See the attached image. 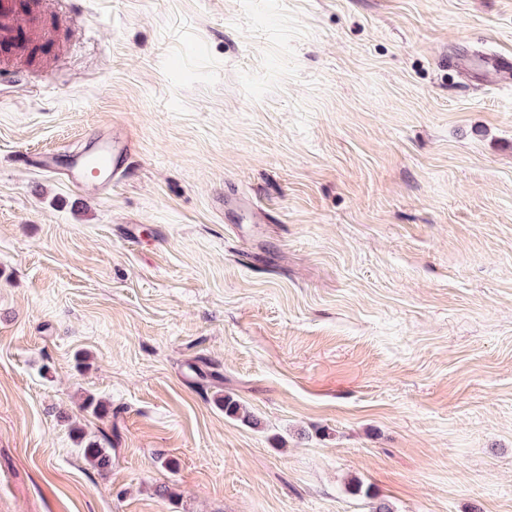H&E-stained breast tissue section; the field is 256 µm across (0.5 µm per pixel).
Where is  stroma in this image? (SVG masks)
<instances>
[{"label": "stroma", "instance_id": "obj_1", "mask_svg": "<svg viewBox=\"0 0 512 512\" xmlns=\"http://www.w3.org/2000/svg\"><path fill=\"white\" fill-rule=\"evenodd\" d=\"M34 2L0 512H512V0ZM115 121L110 195L22 158Z\"/></svg>", "mask_w": 512, "mask_h": 512}]
</instances>
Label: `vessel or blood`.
Instances as JSON below:
<instances>
[{"mask_svg":"<svg viewBox=\"0 0 512 512\" xmlns=\"http://www.w3.org/2000/svg\"><path fill=\"white\" fill-rule=\"evenodd\" d=\"M36 26L37 20L28 13L23 0H0V48L17 47ZM135 149L131 134L113 124L107 135L96 137L92 144L69 156L53 150L35 154L33 160L44 172H62L75 189L92 183L99 190L108 191L124 180Z\"/></svg>","mask_w":512,"mask_h":512,"instance_id":"1","label":"vessel or blood"}]
</instances>
